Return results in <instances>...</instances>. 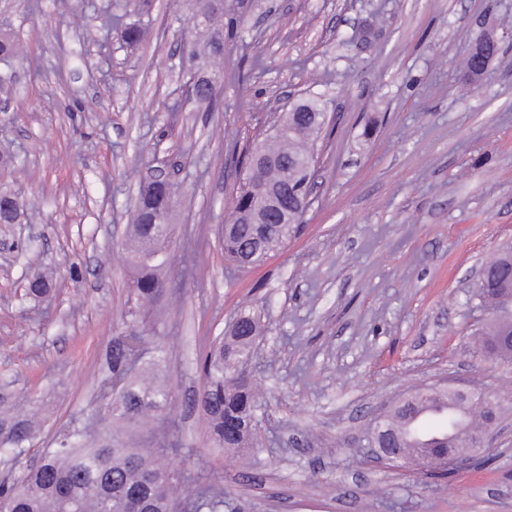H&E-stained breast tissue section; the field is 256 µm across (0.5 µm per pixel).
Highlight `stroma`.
Wrapping results in <instances>:
<instances>
[{"label": "stroma", "mask_w": 512, "mask_h": 512, "mask_svg": "<svg viewBox=\"0 0 512 512\" xmlns=\"http://www.w3.org/2000/svg\"><path fill=\"white\" fill-rule=\"evenodd\" d=\"M125 0H0L19 56L0 63V402L37 408L31 465L73 429H104L96 398L125 328L121 246L141 185L174 200L167 296L170 424L116 427L180 449L224 487V512H512V364L474 345L478 269L512 250V0H224L214 110L188 87L187 0H154L143 40L103 33ZM500 52L479 78V35ZM327 123L304 227L260 266L224 267L217 232L247 176L245 149L291 103ZM178 119H171L173 107ZM42 272L50 297H25ZM262 324L253 371L263 443L248 460L211 447L195 403L201 359L241 309ZM480 384L500 422L483 463L426 473L374 462L376 413L421 382Z\"/></svg>", "instance_id": "obj_1"}]
</instances>
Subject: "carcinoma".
Returning a JSON list of instances; mask_svg holds the SVG:
<instances>
[{
	"instance_id": "obj_1",
	"label": "carcinoma",
	"mask_w": 512,
	"mask_h": 512,
	"mask_svg": "<svg viewBox=\"0 0 512 512\" xmlns=\"http://www.w3.org/2000/svg\"><path fill=\"white\" fill-rule=\"evenodd\" d=\"M224 9L214 10L208 0H194L189 22L206 35L202 54L208 59L224 55ZM17 55L15 37L0 34V60ZM326 122L318 100L295 103L285 114L280 129L269 138L253 143L250 154L268 153L274 161L264 171L249 175L236 198L233 215L245 219L257 210V196L264 187L276 196L275 206L265 212L263 224H224L221 239L224 259L244 268L263 263L270 252L285 247L300 234L303 224L277 223L278 211L298 207V198L310 194L313 167L303 170L301 162L314 158L312 136L321 133ZM174 196L170 185L150 183L136 199L125 261L131 268L127 311L123 315L127 332L117 337L112 353V375L98 386L97 397L114 423L162 422L169 418L173 397L166 382L130 374L128 362L138 361L147 332L153 327L152 311L165 293V270L171 263L169 242L172 225L161 219L171 216ZM236 329L214 337L202 363L203 384L197 403L205 432L214 447L228 451H253L259 447L256 428L248 427L257 403V385L241 371L254 340L260 336L258 315L240 313ZM170 353L162 342L155 344L148 370L163 371ZM438 393L419 398L417 406L404 414L389 412L386 426L396 428L405 448H419L421 454L445 456L448 434L470 427L459 405L448 399V425L435 432L421 428L422 406ZM35 437L30 414L8 409L0 411V456L9 464L24 455ZM176 448H120L106 438L89 439L74 429L45 449L39 462L0 485L4 512H175L176 492L192 482L197 501L194 512H223L224 490L210 476L188 474L174 460Z\"/></svg>"
}]
</instances>
